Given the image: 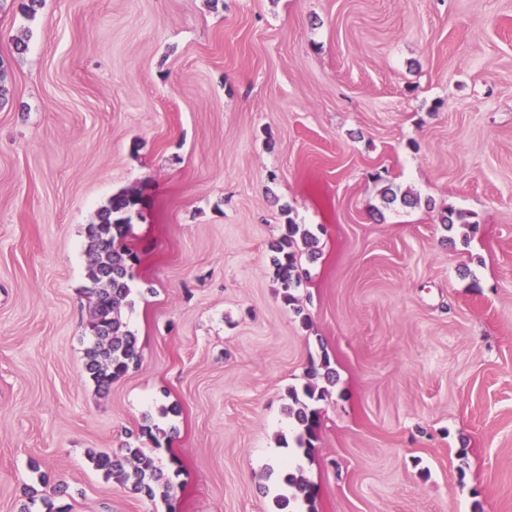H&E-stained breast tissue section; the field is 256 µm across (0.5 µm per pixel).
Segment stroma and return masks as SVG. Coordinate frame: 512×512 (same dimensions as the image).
Returning a JSON list of instances; mask_svg holds the SVG:
<instances>
[{
  "label": "stroma",
  "mask_w": 512,
  "mask_h": 512,
  "mask_svg": "<svg viewBox=\"0 0 512 512\" xmlns=\"http://www.w3.org/2000/svg\"><path fill=\"white\" fill-rule=\"evenodd\" d=\"M22 2L0 0V512L42 475L70 512H274L287 392L324 352L318 512H512V0ZM121 190L146 199L141 361L101 392L86 227ZM290 217L317 236L306 326L271 265ZM148 421L182 465L167 504L89 460Z\"/></svg>",
  "instance_id": "1"
}]
</instances>
